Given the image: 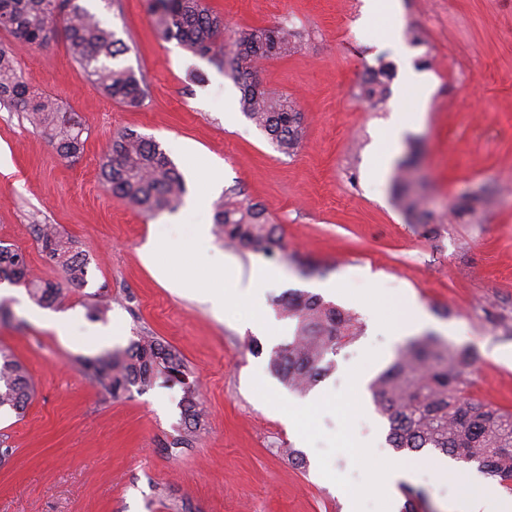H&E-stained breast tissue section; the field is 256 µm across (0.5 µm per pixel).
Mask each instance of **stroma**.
<instances>
[{"instance_id":"stroma-1","label":"stroma","mask_w":512,"mask_h":512,"mask_svg":"<svg viewBox=\"0 0 512 512\" xmlns=\"http://www.w3.org/2000/svg\"><path fill=\"white\" fill-rule=\"evenodd\" d=\"M127 45L121 61L142 76L138 107L108 98L69 53L62 32L42 48H13L30 86L75 114L84 150L60 158L17 113L0 108V242L22 251L31 272L62 284L32 227L54 224L89 261L84 287L64 291L52 311H74L67 334L42 321L24 287L0 284V347L27 368L35 396L23 415L0 411V512H382L403 507L404 487L424 493L431 512H458L468 495L445 475L448 456L403 455L359 374L374 378L411 339L427 334L476 350L469 374L477 400L512 410V0H400L402 13L367 18L365 0H208L224 35L287 23L294 52L262 62L257 78L288 96L304 136L290 156L238 107L223 71L158 36L149 0H81ZM394 67L391 95L375 110L360 92L369 68ZM432 85L425 118L392 146L385 138L413 99L406 67ZM153 138L183 174L188 197L205 194V222L223 189L236 186L278 224L285 251L242 252L209 235L193 288L159 282L142 258L153 232L169 241L190 227L182 211L149 216L105 191L99 166L113 134ZM415 155L424 209L434 223H410L394 202L398 160ZM221 170L217 188L204 171ZM489 191L479 219L469 208ZM275 269L260 307L228 297L223 312L197 292L221 284L217 267ZM291 289L317 293L357 313L364 332L340 349L334 370L311 394L292 392L268 367V351L292 332L276 299ZM106 302L93 322L88 308ZM114 329V348L151 332L178 349L198 380L205 428L193 447L170 452L183 424L179 388L155 385L108 398L78 361L99 355L83 343L92 324ZM263 354H254L252 341ZM326 402L309 410L313 395ZM351 434L362 452L340 451ZM304 455L288 459L287 449ZM411 461L407 486L382 489V469ZM335 481H328V474Z\"/></svg>"}]
</instances>
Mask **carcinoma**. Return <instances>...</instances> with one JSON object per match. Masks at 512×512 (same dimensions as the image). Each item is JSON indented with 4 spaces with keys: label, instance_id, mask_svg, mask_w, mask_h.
<instances>
[{
    "label": "carcinoma",
    "instance_id": "1",
    "mask_svg": "<svg viewBox=\"0 0 512 512\" xmlns=\"http://www.w3.org/2000/svg\"><path fill=\"white\" fill-rule=\"evenodd\" d=\"M151 13L159 36L175 39L193 55L208 60L233 80L240 90L241 112L270 137L276 149L292 155L303 133L301 112L294 101L266 89L255 78L257 64L272 56L293 52L288 27H254L234 33L224 42V18L207 0H152ZM64 22L72 59L107 96L128 107L143 102L147 85L122 64L126 47L96 14L78 0H0V28L20 44L44 45L57 19ZM371 80L362 97L376 107L387 101L389 66L370 70ZM19 112L52 142L59 156L72 158L83 150V129L74 116L54 100L29 86L13 54L0 48V107ZM416 161H400L393 177L396 203L410 218L424 219L422 195L413 172ZM106 190L146 212L174 211L187 187L182 173L161 145L133 132L112 136L100 164ZM230 187L214 204L213 223L224 243L239 250L269 254L283 249L277 226L259 205L239 199ZM36 239L48 263L57 267L66 283L81 288L87 283V259L73 249L71 240L53 224H36ZM23 285L39 305H54L62 289L30 274L25 255L0 244V281ZM279 315L293 325L288 341L271 350L268 365L289 389L305 393L334 368L337 351L363 333L359 316L297 291L279 305ZM477 356L468 348L452 349L433 336L410 342L371 383L374 402L388 420L387 439L398 453L438 450L477 469L512 489V412L486 405L467 391L466 373ZM82 372L104 395L118 398L136 387L145 391L161 379L178 385L185 428L169 446L187 448L204 429L203 411L192 371L180 352L158 337L141 335L125 349L84 358ZM34 396V386L23 364L0 348V409L21 413ZM404 512L425 509V496L404 490Z\"/></svg>",
    "mask_w": 512,
    "mask_h": 512
}]
</instances>
